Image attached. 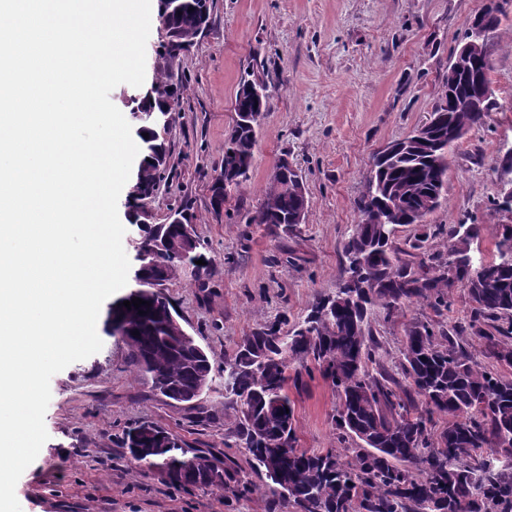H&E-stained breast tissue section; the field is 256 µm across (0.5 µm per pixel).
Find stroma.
Listing matches in <instances>:
<instances>
[{"label":"stroma","instance_id":"1","mask_svg":"<svg viewBox=\"0 0 512 512\" xmlns=\"http://www.w3.org/2000/svg\"><path fill=\"white\" fill-rule=\"evenodd\" d=\"M485 0H213L207 31L174 70L180 106L166 135L170 164L150 205L149 221L166 223L188 208L214 256L205 282L181 275L163 288L185 329L208 353L213 381L199 400L176 403L140 378L120 337L98 319L102 348L50 381L44 416L49 438L16 484L21 512H294L254 476L246 496L179 488L166 474L139 466L122 446L124 432L151 424L185 449L230 457L251 469L229 432L235 412L224 402V356L242 336L278 319L301 321L316 298L346 278L344 242L360 219L371 157L429 120L448 79V64ZM489 78L497 107L449 157L441 204L421 223L401 228L398 247L424 237L425 253L442 252L460 222L476 225L475 258L497 255L500 227L512 213L496 209L511 175L500 165L512 148V0H505ZM269 86L257 130L251 178L212 207V177L222 168L224 136L235 119L238 83L248 71ZM288 157L305 181L306 222L254 224L276 163ZM450 308L414 303L370 328L387 358L397 357L416 324L464 328L473 303L454 284ZM297 445L335 449L338 397L321 375L288 388Z\"/></svg>","mask_w":512,"mask_h":512}]
</instances>
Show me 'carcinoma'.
Wrapping results in <instances>:
<instances>
[{"instance_id":"1","label":"carcinoma","mask_w":512,"mask_h":512,"mask_svg":"<svg viewBox=\"0 0 512 512\" xmlns=\"http://www.w3.org/2000/svg\"><path fill=\"white\" fill-rule=\"evenodd\" d=\"M203 8L212 10V0H170L165 21L174 34L190 41ZM482 13L497 31L503 13L499 0H489ZM493 49V39L483 42L454 75L453 89L443 87L432 112L436 123L425 140L409 135L391 143L384 159L374 158L357 201L361 220L343 245L349 264L360 261L350 269L351 278L334 297L318 299L293 328L283 330L284 320L269 323L242 337L224 356V399L236 412L231 436L269 489L296 512H428L432 504L437 512H512V380L460 348L449 332L427 324L406 330L392 373L377 359L379 342L369 325L377 309L390 316L414 302L446 307L448 289L457 281L474 303L466 327L470 338L512 366V263L500 257L486 262L484 278L458 262L472 237L460 235L462 224L444 243L448 261L422 259L416 271L401 259L403 250L395 242L397 228L415 223V212L427 201L440 205L448 155L457 144L452 131L480 126L492 111V96L475 95L473 86L477 77L490 84ZM256 83L255 78L241 80L235 95L237 120L224 141V163L232 164L235 173L227 186L211 188L216 210L223 207L227 188H240L250 179L256 128L268 103V94L254 91ZM179 95L180 85L165 64L150 90L132 102L143 111L167 112ZM136 135L143 158L127 217L141 235L134 256L136 288L122 300L140 298L147 304L122 310V338L133 364L155 390L172 401L190 402L212 381V363L202 348L165 336L164 310L170 303L160 292L141 294L142 280L146 276L162 287L187 265L199 280L209 274L213 259L201 242L186 254L170 252L167 243L178 237L177 225L142 220L164 169L152 161L160 145L155 128L140 125ZM308 204L303 177L286 168L267 183L249 223L288 225L307 213ZM199 259L204 264H195ZM140 309L145 314H138ZM311 363L336 390L338 438L357 445L347 461L333 449L296 447L288 380L301 383L302 370ZM413 393L420 403L411 398ZM435 414L448 417V426L436 437L428 429ZM124 445L140 466L164 472L173 485H196L193 470L212 474L206 488L231 489L241 496L253 491L232 459L220 461L203 451L189 457L181 441L159 427L129 430Z\"/></svg>"}]
</instances>
